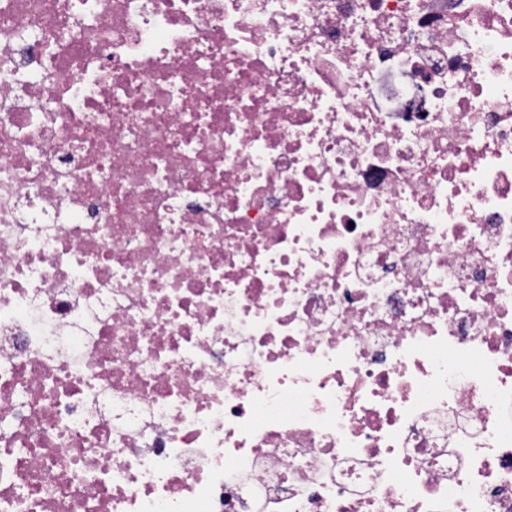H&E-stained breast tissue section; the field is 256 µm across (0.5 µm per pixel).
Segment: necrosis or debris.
<instances>
[{
	"mask_svg": "<svg viewBox=\"0 0 512 512\" xmlns=\"http://www.w3.org/2000/svg\"><path fill=\"white\" fill-rule=\"evenodd\" d=\"M0 512H512V0H0Z\"/></svg>",
	"mask_w": 512,
	"mask_h": 512,
	"instance_id": "obj_1",
	"label": "necrosis or debris"
}]
</instances>
